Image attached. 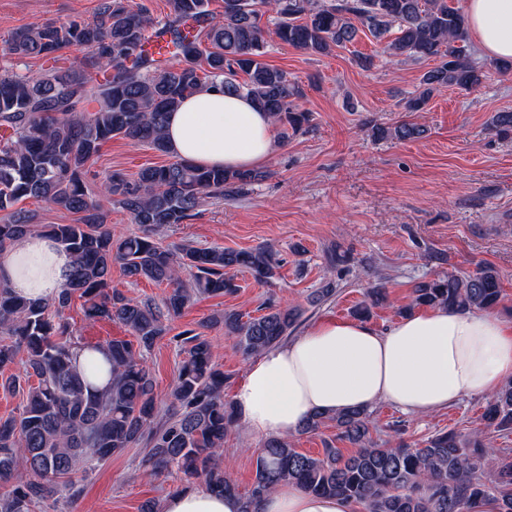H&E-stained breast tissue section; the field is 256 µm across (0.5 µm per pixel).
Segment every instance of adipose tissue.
<instances>
[{"label":"adipose tissue","mask_w":512,"mask_h":512,"mask_svg":"<svg viewBox=\"0 0 512 512\" xmlns=\"http://www.w3.org/2000/svg\"><path fill=\"white\" fill-rule=\"evenodd\" d=\"M469 32L482 55L512 59V0H466ZM171 155L200 168L256 170L277 147L275 126L249 98L205 89L185 98L165 128ZM72 267L52 237L32 234L0 249V283L35 301H51ZM512 377V326L491 311H420L377 331L354 320L322 321L265 351L234 396L256 435L293 433L313 411L388 403L412 414L494 393ZM239 500L197 487L168 497L163 512H240ZM263 512H354L351 504L282 483Z\"/></svg>","instance_id":"obj_1"}]
</instances>
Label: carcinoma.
<instances>
[{
	"instance_id": "1",
	"label": "carcinoma",
	"mask_w": 512,
	"mask_h": 512,
	"mask_svg": "<svg viewBox=\"0 0 512 512\" xmlns=\"http://www.w3.org/2000/svg\"><path fill=\"white\" fill-rule=\"evenodd\" d=\"M169 40L161 56L145 49L152 21L124 0H102L91 22H46L16 30L7 51L19 59H56L72 46L90 50L79 65L37 76H0V248L41 231L69 251L72 270L59 295L38 303L0 285V370L17 362L27 385L18 414L0 420V512H34L58 488L77 496L72 475L136 444L150 447L144 477L155 479L175 467L201 479L208 489L238 498L241 512H262L264 497L284 481L310 494L341 497L356 512H512V448H499L497 435L512 433V380L492 396L482 413L483 429L448 430L417 443L391 446L373 437L372 412L350 408L334 415L314 412L298 428L317 434L329 424L336 438L352 445L343 454L326 443L313 457L288 438H268L256 460L251 488L241 492L223 461L224 438L239 426L224 400L229 376L217 368L213 344L203 333L174 336L181 352L172 392L178 410L158 419L154 381L145 353L171 332L170 323L196 296L237 292L236 276L248 272L258 283L276 276L279 260L270 245L251 249L198 247L190 241L163 244V229L186 224L205 199L247 193L262 171L204 170L184 162L141 168L132 179L112 174L97 189L86 182L102 146L116 136L169 154L163 136L168 113L204 88L245 95L267 112L283 138L305 132L310 113L300 110L298 83L261 61L266 48L263 15H273L272 33L310 55L368 32L382 53L401 60L436 58L418 89L405 99L407 112L422 111L445 88L473 90L483 71L468 58V27L452 0H224L222 16L209 0H167ZM244 75L238 80V75ZM491 126L512 138V112H499ZM380 138L416 139L425 129L401 122L373 125ZM77 215L74 224H35L17 209L22 199ZM125 210L139 233L117 236L105 224L104 208ZM135 281L165 284L162 302L133 298L112 288V268ZM83 299L90 323L111 320L129 338H112L88 349L105 355L109 387L93 388L73 365L83 344L73 340L65 318L73 296ZM370 303L352 310L364 319L386 301V289H369ZM501 279L492 265L472 274L438 271L413 288L406 314L416 307L494 309ZM303 310L271 301L257 316L230 309L200 323L224 325L235 350L251 357L276 347L297 330Z\"/></svg>"
}]
</instances>
